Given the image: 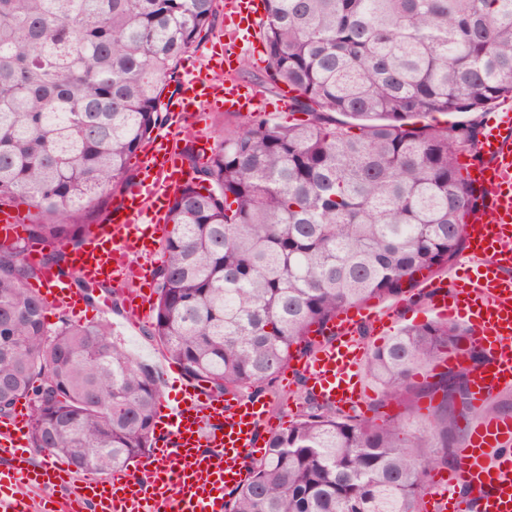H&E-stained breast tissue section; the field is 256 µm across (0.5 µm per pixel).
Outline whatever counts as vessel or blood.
I'll use <instances>...</instances> for the list:
<instances>
[{
    "mask_svg": "<svg viewBox=\"0 0 512 512\" xmlns=\"http://www.w3.org/2000/svg\"><path fill=\"white\" fill-rule=\"evenodd\" d=\"M231 32L220 54L186 69L178 91L167 100L178 113L173 129L155 134L135 159L137 179L113 206L106 223L71 251V268L85 281L129 285L146 280L149 270L131 271L129 258L155 259L174 187L185 176L180 143L196 145L207 156L211 144L198 125L203 106L250 113L263 100L233 76L240 43L251 41L263 18L259 0H225ZM484 163L466 161L467 179L485 206L466 226L467 252L460 264L419 289L442 319H464L469 344L482 348L486 361L470 373L472 405L482 408L493 397L512 391V111L494 113L478 145ZM38 292L55 308L81 304V292L60 270L43 267ZM127 295L133 319L136 300ZM368 324L387 332L388 309L360 306L340 313L330 326L331 341L306 358L302 371L320 400L360 410L368 396L361 381L365 346L357 329ZM173 399H160L152 448L133 470L117 469L104 478L76 479L66 463L35 466L25 454V412L0 418V512H29L16 494L20 486L50 491L43 512H224V495L242 482L248 465L259 459L262 433L272 428L269 404L259 399L214 398L197 382L180 379ZM441 491L429 500L431 512H512V414L485 416L466 427L458 461L440 478ZM467 489L458 498V489Z\"/></svg>",
    "mask_w": 512,
    "mask_h": 512,
    "instance_id": "obj_1",
    "label": "vessel or blood"
}]
</instances>
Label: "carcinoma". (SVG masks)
Listing matches in <instances>:
<instances>
[{"label":"carcinoma","mask_w":512,"mask_h":512,"mask_svg":"<svg viewBox=\"0 0 512 512\" xmlns=\"http://www.w3.org/2000/svg\"><path fill=\"white\" fill-rule=\"evenodd\" d=\"M219 0H0V212L28 202L25 241L95 304L81 246L131 160L167 120L184 55L212 30ZM268 92L283 124L250 119L219 137L175 187L155 268L147 335L216 396L257 395L308 356L350 306L400 297L459 254L483 198L460 172L478 124L436 115L512 99V0H264ZM18 241L0 243V418L32 403V447L103 476L151 448L160 382L102 322L52 330ZM464 333L446 321L397 329L369 376L402 415L377 423L305 398L272 433L226 512H423L436 469L456 462L469 372L417 382ZM441 399L420 413L419 400Z\"/></svg>","instance_id":"carcinoma-1"}]
</instances>
